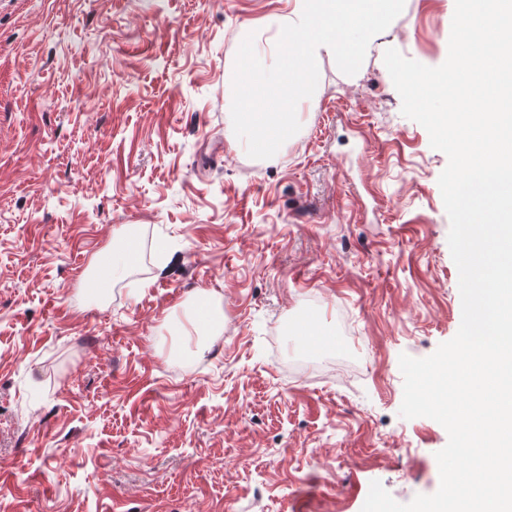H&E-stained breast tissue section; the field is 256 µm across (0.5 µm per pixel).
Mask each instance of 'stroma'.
I'll return each mask as SVG.
<instances>
[{"instance_id":"obj_1","label":"stroma","mask_w":512,"mask_h":512,"mask_svg":"<svg viewBox=\"0 0 512 512\" xmlns=\"http://www.w3.org/2000/svg\"><path fill=\"white\" fill-rule=\"evenodd\" d=\"M288 0H0V512H361L440 484L400 354L461 323L438 178L384 64L448 54L405 0L359 71L324 60L266 160L233 130L240 35ZM131 239L133 268L84 281ZM221 328L182 336L199 290ZM335 337L321 348L312 335Z\"/></svg>"}]
</instances>
